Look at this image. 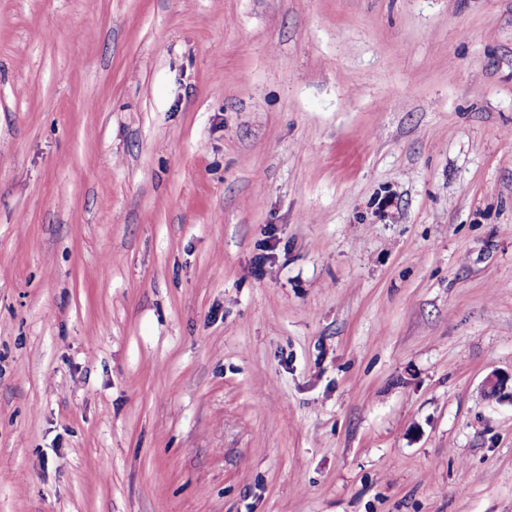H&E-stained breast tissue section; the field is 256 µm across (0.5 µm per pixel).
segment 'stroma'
<instances>
[{"label": "stroma", "mask_w": 512, "mask_h": 512, "mask_svg": "<svg viewBox=\"0 0 512 512\" xmlns=\"http://www.w3.org/2000/svg\"><path fill=\"white\" fill-rule=\"evenodd\" d=\"M512 0H0V512H512ZM510 382V392H508V384ZM484 390L492 397L501 399L508 397L512 403V372L504 373L494 371L490 373L484 381Z\"/></svg>", "instance_id": "stroma-1"}]
</instances>
